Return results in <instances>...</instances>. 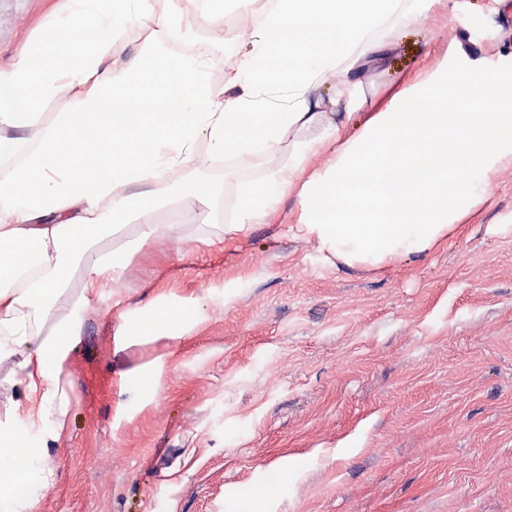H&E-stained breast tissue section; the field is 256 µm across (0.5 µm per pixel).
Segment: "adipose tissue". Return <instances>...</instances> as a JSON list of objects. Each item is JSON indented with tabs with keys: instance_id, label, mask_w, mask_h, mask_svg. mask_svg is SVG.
<instances>
[{
	"instance_id": "obj_1",
	"label": "adipose tissue",
	"mask_w": 512,
	"mask_h": 512,
	"mask_svg": "<svg viewBox=\"0 0 512 512\" xmlns=\"http://www.w3.org/2000/svg\"><path fill=\"white\" fill-rule=\"evenodd\" d=\"M189 0H70L29 51L0 71V361L15 359L21 396L16 423L0 445L42 430L22 458L0 454V512H18L42 473L46 442L59 441L69 396L66 349L82 332L80 314L103 280L120 279L131 255L99 257L97 232L136 212L141 240L164 236L155 223L162 191L198 160L238 168L296 149L256 183L240 184L228 234L265 223L276 202L295 194L289 236L347 269L394 266L421 257L458 229L464 210L501 171L512 169V85L488 59L470 60L455 82L428 73L394 109L374 113L359 135L341 138L363 95L361 72L391 50L381 30L423 16L422 0H278L252 17L253 33L223 88L202 55L170 49ZM150 30L136 53L114 57L135 22ZM338 74L334 111L316 90ZM479 97L474 112H451L462 88ZM67 93L55 121L35 125L44 101ZM425 96L431 112L414 111ZM326 163L313 170L309 159ZM71 256L85 258L74 315L38 336L51 317ZM55 425L43 431L47 417Z\"/></svg>"
}]
</instances>
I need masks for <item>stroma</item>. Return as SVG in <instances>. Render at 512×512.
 I'll list each match as a JSON object with an SVG mask.
<instances>
[{
    "label": "stroma",
    "mask_w": 512,
    "mask_h": 512,
    "mask_svg": "<svg viewBox=\"0 0 512 512\" xmlns=\"http://www.w3.org/2000/svg\"><path fill=\"white\" fill-rule=\"evenodd\" d=\"M67 2L0 0V69ZM508 10L512 0H430L422 24L390 28L393 51L364 71L344 136L423 72L455 81L462 55L498 61L512 83ZM250 14L240 0L229 23L191 15L177 32L181 47L209 39L215 86ZM287 160L190 166L183 178L212 192L185 203L170 187L156 220L176 204L182 219L166 237L140 241L130 222L99 237V255L127 250L131 265L83 314L67 423L23 512H234L248 499L258 512H512V234L486 231L512 217V170L427 256L348 270L289 238L292 196L271 224L225 234L221 202ZM85 274L73 260L40 336L69 317ZM154 303L185 306L182 335L136 332Z\"/></svg>",
    "instance_id": "stroma-1"
}]
</instances>
